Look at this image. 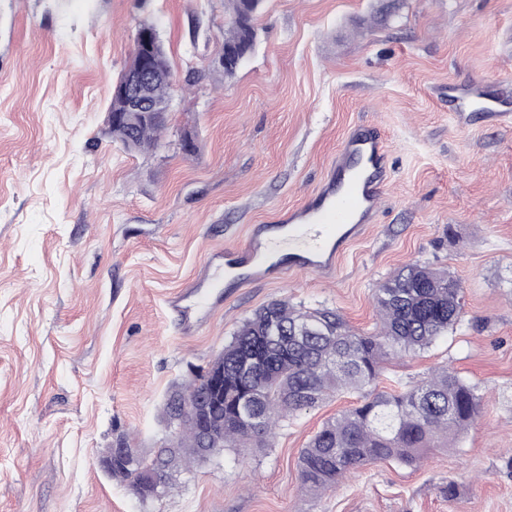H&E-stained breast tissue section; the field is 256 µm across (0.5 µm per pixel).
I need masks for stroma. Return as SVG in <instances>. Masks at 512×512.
Wrapping results in <instances>:
<instances>
[{"label": "stroma", "mask_w": 512, "mask_h": 512, "mask_svg": "<svg viewBox=\"0 0 512 512\" xmlns=\"http://www.w3.org/2000/svg\"><path fill=\"white\" fill-rule=\"evenodd\" d=\"M141 19L178 89L162 147L131 154L106 113ZM226 21L224 0H0V512H512V124H459L448 94L512 87V0H264L255 52L217 84ZM363 127L383 137L391 182L334 277L229 285L207 332L185 333L169 298L223 274L253 225L309 203ZM413 262L461 280L464 322L388 359L371 391L455 368L483 396L455 447L364 465L310 497L300 451L356 405L346 393L269 447L178 474L159 500L101 468L120 435L146 456L169 445L168 392L268 301L371 333L376 288Z\"/></svg>", "instance_id": "35a3bbf8"}]
</instances>
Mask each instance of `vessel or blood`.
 Segmentation results:
<instances>
[{
  "instance_id": "vessel-or-blood-1",
  "label": "vessel or blood",
  "mask_w": 512,
  "mask_h": 512,
  "mask_svg": "<svg viewBox=\"0 0 512 512\" xmlns=\"http://www.w3.org/2000/svg\"><path fill=\"white\" fill-rule=\"evenodd\" d=\"M459 99L463 106L476 108L490 119L505 122L512 118V102L487 95L482 85L461 90ZM390 179L381 137L373 132L351 133L312 202L290 211L281 223L291 254L276 257L265 227L257 225L243 244L225 248L226 268L234 270L240 282L285 281L302 272L332 277L345 247L373 222ZM217 296L216 288L200 280L177 292L170 303L184 330L201 334L209 322L199 311Z\"/></svg>"
}]
</instances>
